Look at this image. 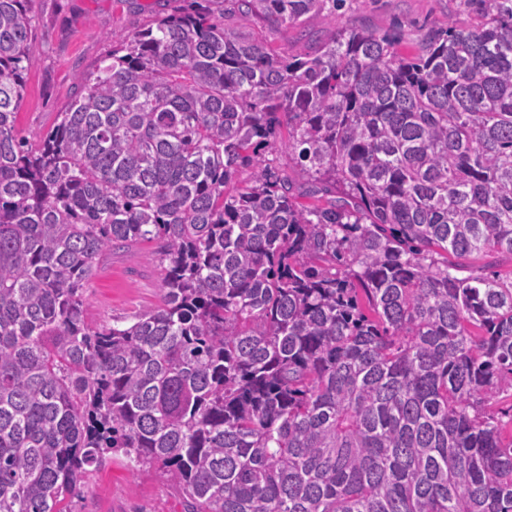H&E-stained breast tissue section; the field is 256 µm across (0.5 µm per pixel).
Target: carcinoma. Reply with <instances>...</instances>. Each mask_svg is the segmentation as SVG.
<instances>
[{"label":"carcinoma","mask_w":512,"mask_h":512,"mask_svg":"<svg viewBox=\"0 0 512 512\" xmlns=\"http://www.w3.org/2000/svg\"><path fill=\"white\" fill-rule=\"evenodd\" d=\"M29 0H0V512H71L112 455L184 512H512V0L410 52L346 0H169L32 142ZM288 147L294 183L267 154ZM156 243L160 303L83 288Z\"/></svg>","instance_id":"cac0c4a2"}]
</instances>
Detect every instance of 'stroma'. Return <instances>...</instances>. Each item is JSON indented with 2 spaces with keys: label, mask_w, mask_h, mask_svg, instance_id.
<instances>
[{
  "label": "stroma",
  "mask_w": 512,
  "mask_h": 512,
  "mask_svg": "<svg viewBox=\"0 0 512 512\" xmlns=\"http://www.w3.org/2000/svg\"><path fill=\"white\" fill-rule=\"evenodd\" d=\"M36 25L32 52L37 59L26 77L17 129L26 136L46 133L75 96L77 72L93 70L112 53V36H132L169 7L167 0H32ZM468 20L460 0H346L337 22L309 19L303 29L275 30L255 17L243 19L247 33L275 49L316 50L337 26L389 30L405 38L447 23ZM150 245L117 250L101 264L85 290L88 319L95 324L125 318L161 298L159 271ZM72 512H183L182 498L162 470L130 469L123 458L107 462L73 499Z\"/></svg>",
  "instance_id": "1"
}]
</instances>
